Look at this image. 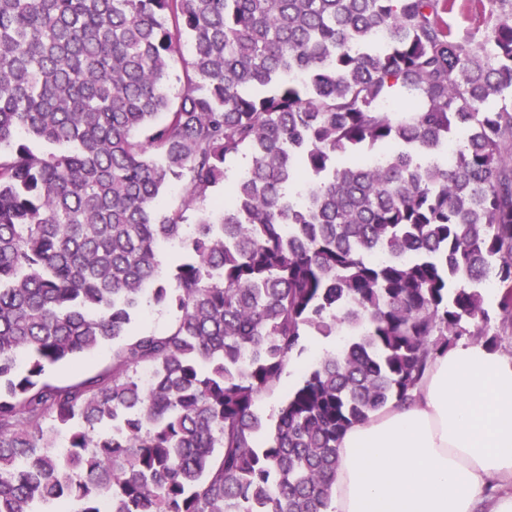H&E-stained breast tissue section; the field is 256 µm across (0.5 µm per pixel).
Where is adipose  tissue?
Returning <instances> with one entry per match:
<instances>
[{
    "mask_svg": "<svg viewBox=\"0 0 512 512\" xmlns=\"http://www.w3.org/2000/svg\"><path fill=\"white\" fill-rule=\"evenodd\" d=\"M338 457L330 512H512V356L459 340Z\"/></svg>",
    "mask_w": 512,
    "mask_h": 512,
    "instance_id": "1",
    "label": "adipose tissue"
}]
</instances>
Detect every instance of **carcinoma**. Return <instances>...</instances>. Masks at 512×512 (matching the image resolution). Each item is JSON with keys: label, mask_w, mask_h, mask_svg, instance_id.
<instances>
[{"label": "carcinoma", "mask_w": 512, "mask_h": 512, "mask_svg": "<svg viewBox=\"0 0 512 512\" xmlns=\"http://www.w3.org/2000/svg\"><path fill=\"white\" fill-rule=\"evenodd\" d=\"M492 2L477 39L456 0H0V512H329L343 432L496 343L488 286L512 328ZM145 302L170 330L137 327ZM308 336L342 341L263 434ZM109 344V370L49 378Z\"/></svg>", "instance_id": "carcinoma-1"}]
</instances>
